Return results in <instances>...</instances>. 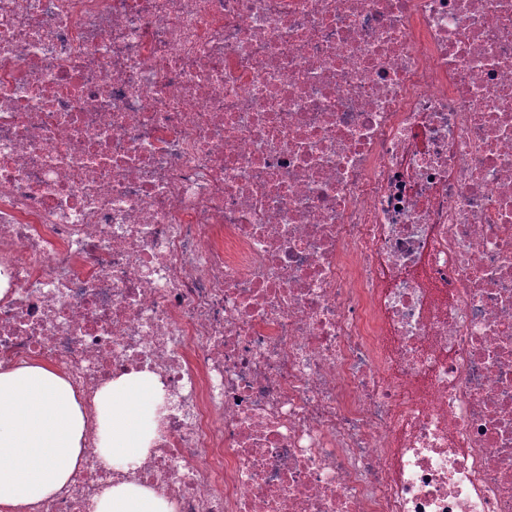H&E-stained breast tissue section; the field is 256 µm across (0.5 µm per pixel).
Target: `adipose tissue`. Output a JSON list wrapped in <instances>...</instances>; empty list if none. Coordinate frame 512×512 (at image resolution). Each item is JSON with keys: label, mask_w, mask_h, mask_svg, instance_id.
Returning <instances> with one entry per match:
<instances>
[{"label": "adipose tissue", "mask_w": 512, "mask_h": 512, "mask_svg": "<svg viewBox=\"0 0 512 512\" xmlns=\"http://www.w3.org/2000/svg\"><path fill=\"white\" fill-rule=\"evenodd\" d=\"M156 381L146 374L121 376L95 397L104 465H129L145 455L155 427ZM87 421L69 382L55 369L29 362L0 370V512L52 498L84 461ZM93 512H172L145 486L112 485Z\"/></svg>", "instance_id": "1"}]
</instances>
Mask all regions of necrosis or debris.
Segmentation results:
<instances>
[{"label": "necrosis or debris", "mask_w": 512, "mask_h": 512, "mask_svg": "<svg viewBox=\"0 0 512 512\" xmlns=\"http://www.w3.org/2000/svg\"><path fill=\"white\" fill-rule=\"evenodd\" d=\"M0 288L88 419L31 512H512V0H0ZM156 381L147 374L121 376L95 397L99 436L95 453L104 465H129L145 455L155 427ZM173 507L155 492L134 483L112 485L95 499L93 512H173Z\"/></svg>", "instance_id": "necrosis-or-debris-1"}]
</instances>
